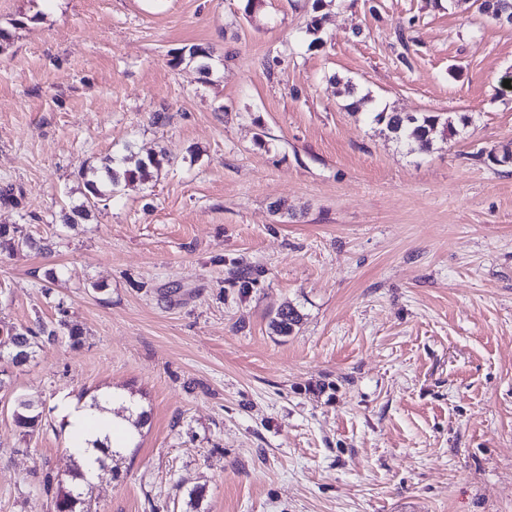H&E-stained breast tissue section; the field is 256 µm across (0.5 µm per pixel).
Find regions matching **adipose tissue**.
Here are the masks:
<instances>
[{"instance_id":"ef3b65f1","label":"adipose tissue","mask_w":512,"mask_h":512,"mask_svg":"<svg viewBox=\"0 0 512 512\" xmlns=\"http://www.w3.org/2000/svg\"><path fill=\"white\" fill-rule=\"evenodd\" d=\"M129 404L125 395L110 389L100 391L95 401L83 406L67 397L60 400L59 414L84 473L94 471L99 445L128 448L135 441L136 426L116 413L117 407Z\"/></svg>"}]
</instances>
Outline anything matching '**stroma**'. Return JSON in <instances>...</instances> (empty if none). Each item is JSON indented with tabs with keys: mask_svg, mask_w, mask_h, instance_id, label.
<instances>
[{
	"mask_svg": "<svg viewBox=\"0 0 512 512\" xmlns=\"http://www.w3.org/2000/svg\"><path fill=\"white\" fill-rule=\"evenodd\" d=\"M314 3L0 0V224L51 243H0V327L84 331L7 368L0 512H55L57 401L105 388L149 417L91 512H512V166L486 160L512 146V26L333 0L316 48ZM191 45L209 76L172 66ZM383 108L470 122L412 152ZM161 148L65 223L84 163ZM301 319L300 311L296 307L288 305L277 310L269 326L273 333L279 336H288L293 332L294 327L299 324ZM34 408V402L30 399H21L18 402L17 409L14 411L13 417L17 427L25 430L26 433L33 432L38 426H41L40 413L31 415Z\"/></svg>",
	"mask_w": 512,
	"mask_h": 512,
	"instance_id": "stroma-1",
	"label": "stroma"
}]
</instances>
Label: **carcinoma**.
<instances>
[{
	"mask_svg": "<svg viewBox=\"0 0 512 512\" xmlns=\"http://www.w3.org/2000/svg\"><path fill=\"white\" fill-rule=\"evenodd\" d=\"M373 119L385 124L395 140L421 152L431 148L436 134L452 138L458 135L460 128L469 122V116L466 114L460 115L458 122L455 123L449 118L432 112L411 114L381 111L375 113ZM163 164L164 156L161 154H149L144 158L131 155L123 158L121 164L117 166L113 165L112 159L106 158L98 166L91 165L82 169L80 176L84 179V201L72 210V214L66 216V221L73 222L77 216L87 218L92 208L112 198L120 191L122 184L146 180L152 177V174L161 171ZM7 238L20 247L43 249V246L34 238L18 237L14 228L1 224L0 239ZM301 319L300 311L288 305L277 310L270 321V328L279 336H288ZM0 332L6 333L13 342L23 347V352L29 358L44 345L58 341L62 335L67 336L74 343L80 342L83 335L82 328L77 324H70L62 319L55 324H48L40 318L32 326H4L0 328ZM33 408L34 402L30 399H22L18 402L13 414L17 427L32 432L41 425V415L31 414ZM54 507L55 512H90L88 493L69 489L60 484L55 493Z\"/></svg>",
	"mask_w": 512,
	"mask_h": 512,
	"instance_id": "obj_1",
	"label": "carcinoma"
}]
</instances>
